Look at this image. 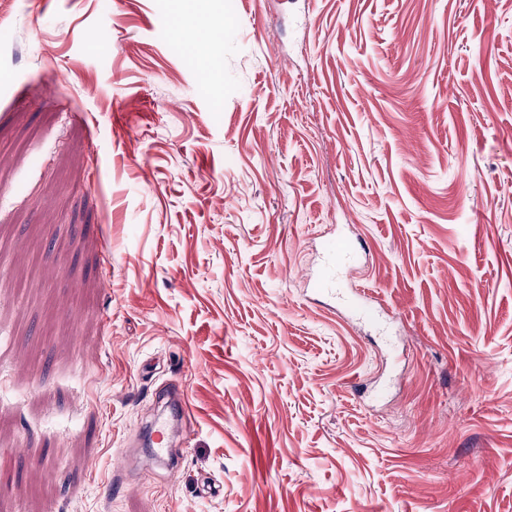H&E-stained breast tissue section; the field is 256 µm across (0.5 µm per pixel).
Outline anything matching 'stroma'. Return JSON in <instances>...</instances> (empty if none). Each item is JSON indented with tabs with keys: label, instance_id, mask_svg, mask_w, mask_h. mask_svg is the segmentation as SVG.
Returning a JSON list of instances; mask_svg holds the SVG:
<instances>
[{
	"label": "stroma",
	"instance_id": "obj_1",
	"mask_svg": "<svg viewBox=\"0 0 512 512\" xmlns=\"http://www.w3.org/2000/svg\"><path fill=\"white\" fill-rule=\"evenodd\" d=\"M343 233L376 323L302 277ZM17 467L0 512H512V0H0ZM169 427L168 421H155L149 427V436L152 440V456L155 459L163 460L166 458L168 453V438H169Z\"/></svg>",
	"mask_w": 512,
	"mask_h": 512
}]
</instances>
